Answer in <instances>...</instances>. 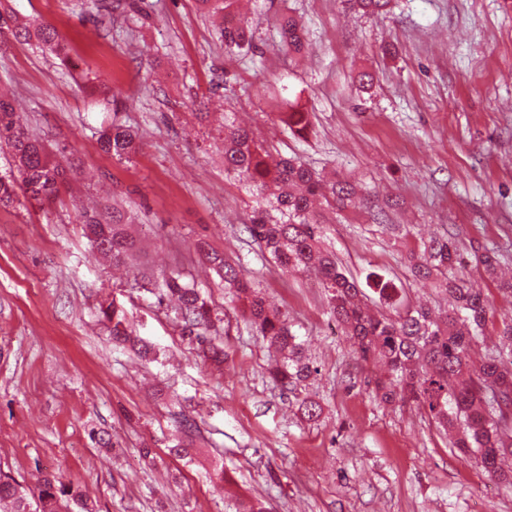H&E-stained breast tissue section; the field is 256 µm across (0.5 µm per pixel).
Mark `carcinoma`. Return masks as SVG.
<instances>
[{
  "instance_id": "1",
  "label": "carcinoma",
  "mask_w": 512,
  "mask_h": 512,
  "mask_svg": "<svg viewBox=\"0 0 512 512\" xmlns=\"http://www.w3.org/2000/svg\"><path fill=\"white\" fill-rule=\"evenodd\" d=\"M209 10L224 15L219 37L228 54L254 48L247 20L236 10L237 0H200ZM281 50L299 54L304 49L301 28L295 18H281ZM37 36L65 55L58 34L43 27ZM282 122L304 135L308 113L295 107L283 113ZM8 145L22 177L18 182L0 175V204L24 198L44 203L57 197L65 182V169L46 148L31 138L7 97L0 94V143ZM103 151L120 159L139 148L136 135L120 124L100 136ZM224 170L248 185L257 197V207L245 230L289 273H311L324 288L332 313L343 332L350 336L364 364L380 363L387 375L376 380L375 397L383 403L412 404L448 438V445L474 457L485 476L512 488V317L502 322L499 341L485 350L480 360L472 348L484 344L487 295L473 287L460 259L459 235L433 237L411 253L415 277L433 280L448 295L449 309L435 312L409 300L398 302L389 313L373 311L359 282L347 276L336 255L322 246L323 226L314 211L321 197L333 210L365 207L366 192L360 185L338 179L326 182L318 172L297 158H284L272 165L267 151L245 128L224 129ZM90 241L97 250L119 263L132 243L124 232L125 216L112 213V222L101 224L96 217L80 214ZM210 268L232 290L241 303L242 316L259 334L280 351L282 359L270 369L272 377L293 389L312 374L304 344L297 340L287 318L272 308L249 285L242 270L224 255L200 246ZM502 255L495 247L484 248L477 272L512 299V280L498 277ZM160 297L175 301L183 328L203 343L197 333L212 323V308L198 290L178 275L164 280ZM111 324L112 339L131 342L124 309L116 304L102 310ZM0 502L11 512H96L94 503L79 486L57 477L46 478L32 490L0 470ZM225 512H268L265 503L236 497L225 503Z\"/></svg>"
}]
</instances>
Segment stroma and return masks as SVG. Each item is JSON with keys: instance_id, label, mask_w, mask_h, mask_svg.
<instances>
[{"instance_id": "35a3bbf8", "label": "stroma", "mask_w": 512, "mask_h": 512, "mask_svg": "<svg viewBox=\"0 0 512 512\" xmlns=\"http://www.w3.org/2000/svg\"><path fill=\"white\" fill-rule=\"evenodd\" d=\"M108 2L103 17L90 0H0V12L54 28L67 46L62 59L0 32V87L74 168L54 203L0 206V469L31 485L79 482L99 512H224L229 489L269 512H512V492L488 484L426 416L375 399L379 368L358 362L315 277L283 272L251 241L255 198L224 170L231 121L273 154L359 182L377 204L399 198L403 232L363 210H327L323 243L354 278L375 272L412 302L447 308L407 268L422 241L452 232L467 257L495 246L512 268V0H393L373 15L354 0H249L256 48L235 55L200 0ZM284 14L306 34L301 54L279 47ZM297 105L310 114L304 136L279 120ZM115 123L140 137L131 159L100 148ZM109 207L139 215L119 264L93 250L79 218ZM201 241L240 261L287 316L315 367L296 392L271 377L274 350ZM174 271L210 302L223 364L159 301ZM112 303L155 358L113 344L101 313ZM305 397L319 418L302 414ZM183 417L195 436L177 428ZM180 442L190 460L172 454Z\"/></svg>"}]
</instances>
